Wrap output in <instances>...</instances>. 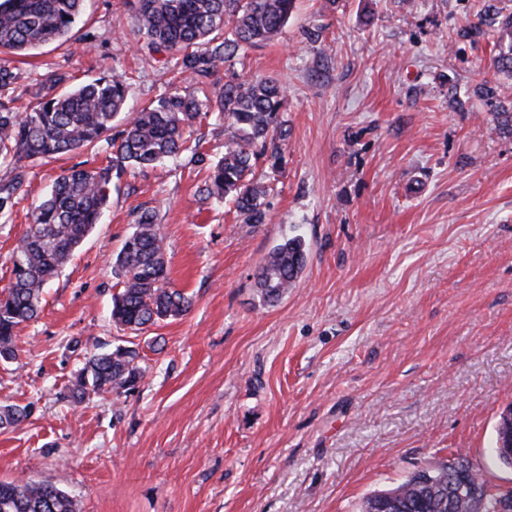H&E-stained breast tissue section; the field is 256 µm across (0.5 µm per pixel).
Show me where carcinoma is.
Masks as SVG:
<instances>
[{
  "label": "carcinoma",
  "mask_w": 512,
  "mask_h": 512,
  "mask_svg": "<svg viewBox=\"0 0 512 512\" xmlns=\"http://www.w3.org/2000/svg\"><path fill=\"white\" fill-rule=\"evenodd\" d=\"M85 0H0V51L34 52L52 41L72 36ZM295 0H135L138 30L151 52L178 56L182 79L199 83L218 62L227 63L249 48L280 34ZM494 67L512 76V17L501 20L495 41ZM67 77L50 72L38 84L39 102L30 112H15L0 102V165L10 176L0 178V215L12 213L24 192L25 162L49 159L94 148L111 149L110 164L98 169L71 168L31 214L19 246L12 252L11 283L0 297V359L17 356L16 328L36 317L43 289L72 259L108 208L112 178L129 167H149L191 152L203 161L198 146L184 137L186 128L203 116L224 117V156L209 165L203 192L218 201L229 199L248 224L264 220L268 186L254 178L264 160L279 170L288 130L282 121L285 94L275 79H231L214 97L192 92L165 95L130 113L125 128L110 135L113 122L127 110L124 75L97 78L66 88ZM307 257L304 238L284 239L258 272L264 300L274 302L293 287ZM121 291L112 300L116 325L141 332L158 322L185 315L190 299L171 287L164 239L157 213H141L113 261ZM138 353L118 347L91 356L72 377L70 394L77 405L105 394L135 388L142 377ZM28 417L20 405L0 407V424L14 426ZM466 467L483 496L470 497L448 509V472ZM497 488L480 468L458 453L410 472L400 483L367 495L361 512H496ZM0 512H76L73 498L45 482H0Z\"/></svg>",
  "instance_id": "1"
}]
</instances>
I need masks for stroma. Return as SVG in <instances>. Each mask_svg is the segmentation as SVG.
Returning a JSON list of instances; mask_svg holds the SVG:
<instances>
[{
	"label": "stroma",
	"mask_w": 512,
	"mask_h": 512,
	"mask_svg": "<svg viewBox=\"0 0 512 512\" xmlns=\"http://www.w3.org/2000/svg\"><path fill=\"white\" fill-rule=\"evenodd\" d=\"M512 0H296L282 33L217 65L286 87L285 164L263 223L198 192L224 154V121L185 132L181 155L113 180L102 224L47 286L36 319L0 361V481L49 482L76 512H358L363 498L460 451L512 486L493 451L512 404V78L492 67ZM14 111L49 71L69 86L126 74L132 108L179 89L175 56L147 49L126 0H85L75 35L30 55L0 53ZM499 85L494 103L473 94ZM106 148L28 163L0 216V295L29 213L63 169L106 165ZM156 211L168 277L189 312L142 332L111 318L113 260ZM305 268L267 303L257 272L284 238ZM138 351L132 391L82 406L70 380L92 354Z\"/></svg>",
	"instance_id": "obj_1"
}]
</instances>
